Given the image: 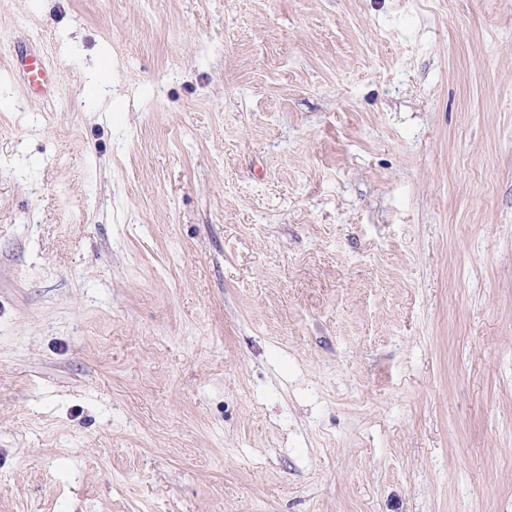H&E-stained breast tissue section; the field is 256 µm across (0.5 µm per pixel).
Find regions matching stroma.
<instances>
[{
    "label": "stroma",
    "instance_id": "35a3bbf8",
    "mask_svg": "<svg viewBox=\"0 0 512 512\" xmlns=\"http://www.w3.org/2000/svg\"><path fill=\"white\" fill-rule=\"evenodd\" d=\"M0 512H512V0H0ZM15 68L31 86L37 88H46L54 77L43 55L21 54L16 58Z\"/></svg>",
    "mask_w": 512,
    "mask_h": 512
}]
</instances>
